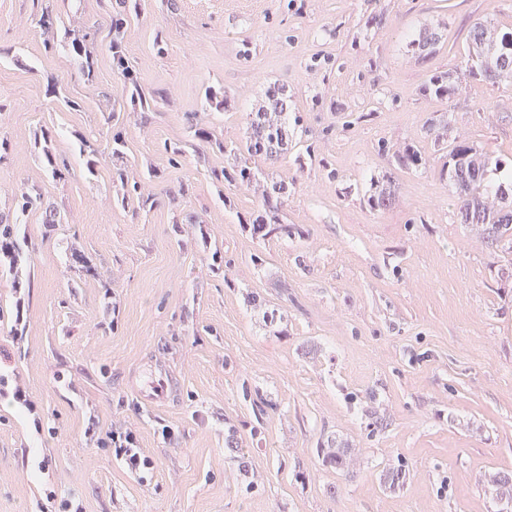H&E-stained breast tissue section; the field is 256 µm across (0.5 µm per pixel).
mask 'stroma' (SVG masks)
<instances>
[{
  "label": "stroma",
  "instance_id": "obj_1",
  "mask_svg": "<svg viewBox=\"0 0 512 512\" xmlns=\"http://www.w3.org/2000/svg\"><path fill=\"white\" fill-rule=\"evenodd\" d=\"M54 6L66 28L110 25L98 0ZM378 11L382 25L365 27ZM480 20L512 31V0H140L126 54L143 89L170 93L159 112L124 118L129 181L157 172L144 208L114 203L109 156L91 169L78 153L80 137L112 134L105 117L124 83L110 56L86 81L67 46L45 50L31 0H0V212L28 187L60 217L51 230L30 213L25 272L0 274V354L10 388L35 405L0 396V512H30L48 486L83 512H496L484 479L512 470V256L461 223L442 152L424 136L439 119L449 137L512 160V86L464 74ZM423 27L448 35L428 64L407 49ZM431 68L460 74L453 98L421 97ZM215 84L231 99L221 112L202 105ZM282 84L313 153L251 157L287 182L297 229L260 243L240 222L258 195L217 192L209 177L232 156L190 144L207 128L244 145L248 112ZM42 130L70 162L61 176L41 159ZM411 141L425 167L396 169L394 151ZM167 142L188 145L178 166ZM387 177L395 204L369 209L366 191ZM74 243L100 279L73 260ZM159 365L174 387L150 403L142 392ZM368 401L385 416L373 432ZM115 429L136 435L151 473L113 459ZM334 436L359 452L342 483L317 455ZM393 467L407 479L389 492L379 475Z\"/></svg>",
  "mask_w": 512,
  "mask_h": 512
}]
</instances>
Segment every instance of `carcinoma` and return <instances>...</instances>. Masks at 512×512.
Wrapping results in <instances>:
<instances>
[{
  "instance_id": "obj_1",
  "label": "carcinoma",
  "mask_w": 512,
  "mask_h": 512,
  "mask_svg": "<svg viewBox=\"0 0 512 512\" xmlns=\"http://www.w3.org/2000/svg\"><path fill=\"white\" fill-rule=\"evenodd\" d=\"M43 45L47 50L56 45L55 33L60 17L55 14L52 0H34ZM123 25L109 27L105 39H100V29L77 30L69 37L68 47L79 59L84 78H94L97 54L105 50L113 58L115 71L124 79L125 94L123 107L130 112H156L159 102L154 95L144 91L134 80L132 67L123 47ZM446 42L439 29H423L408 43L414 56L419 59L437 55ZM512 32L500 30L487 22L474 23L469 31V52L466 67L470 73L494 84L512 83ZM458 88L456 78L448 71L434 72L428 76L420 92L425 97H452ZM228 104L222 87L209 86L205 90V105L209 110L222 111ZM425 135L434 138L446 149L440 175L451 182L461 199L459 214L464 224L480 225L486 232V246L499 248L512 253V177L500 178L502 161L491 160L486 153L466 140H448V123L432 122ZM194 137L209 150L232 154L235 148L228 147L224 140L212 132L198 128ZM293 148V131L288 127V92L282 86H274L266 91L265 99L259 107L249 113L248 132L245 149L250 155H264L269 159L288 152ZM126 140L118 129L101 146L98 141L81 138L79 152L87 156V165L95 166L96 159L109 154L118 162L124 158ZM42 160L52 173L68 168L67 159L58 157L48 145L42 146ZM394 161L400 169L419 168L426 164L420 148L408 143L395 150ZM116 179L120 182V192L114 202L124 204L137 198L142 206L155 203L152 195H144L139 182H129L123 170L115 168ZM210 178L218 192L224 186L248 187L256 183L264 186L258 207L243 222L245 232L255 240H264L277 235H287L292 227L285 224L282 211L288 200V183L277 180L262 172L254 171L246 165L235 163L220 171H210ZM17 203L13 216L0 214V268L9 275H16L21 261L22 245L18 232L20 217L33 211L42 210L47 214L46 226L50 229L58 224L57 212L45 196L33 188H21L16 194ZM395 202V188L390 180L372 184L366 195V204L372 210H386ZM323 467L338 475H350L356 464L355 449L343 441L333 440L320 446ZM488 486L498 501V512H512V472L493 473Z\"/></svg>"
}]
</instances>
